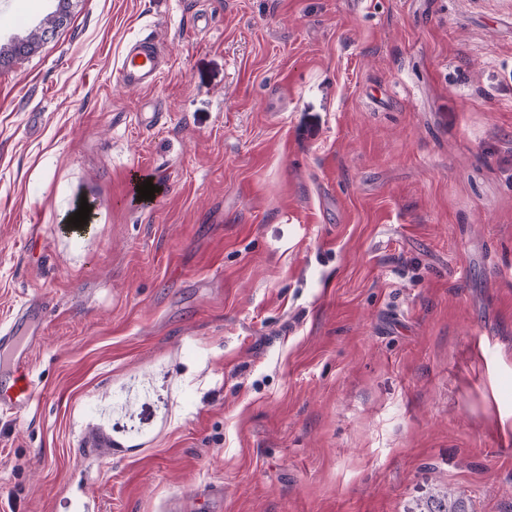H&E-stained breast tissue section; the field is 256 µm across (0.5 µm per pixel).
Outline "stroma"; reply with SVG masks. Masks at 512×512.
Listing matches in <instances>:
<instances>
[{
    "label": "stroma",
    "instance_id": "1",
    "mask_svg": "<svg viewBox=\"0 0 512 512\" xmlns=\"http://www.w3.org/2000/svg\"><path fill=\"white\" fill-rule=\"evenodd\" d=\"M36 301L0 512H512V0H78L0 66ZM165 67L160 47L150 39H137L126 46L117 69V80L127 88L152 89L160 82ZM410 512H469L465 500L451 489L430 495Z\"/></svg>",
    "mask_w": 512,
    "mask_h": 512
}]
</instances>
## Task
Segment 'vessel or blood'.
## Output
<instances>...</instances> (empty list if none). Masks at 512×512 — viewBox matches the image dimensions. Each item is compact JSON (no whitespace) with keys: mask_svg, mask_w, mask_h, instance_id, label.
<instances>
[{"mask_svg":"<svg viewBox=\"0 0 512 512\" xmlns=\"http://www.w3.org/2000/svg\"><path fill=\"white\" fill-rule=\"evenodd\" d=\"M165 67L160 47L150 39H137L126 46L117 69V80L127 88L148 90L160 82ZM31 316L30 308H21L15 315L14 325L0 329V348L12 352L10 373L6 381L0 383V413H17L41 396L33 377L32 347L22 344L16 334L18 325L28 322Z\"/></svg>","mask_w":512,"mask_h":512,"instance_id":"1","label":"vessel or blood"}]
</instances>
